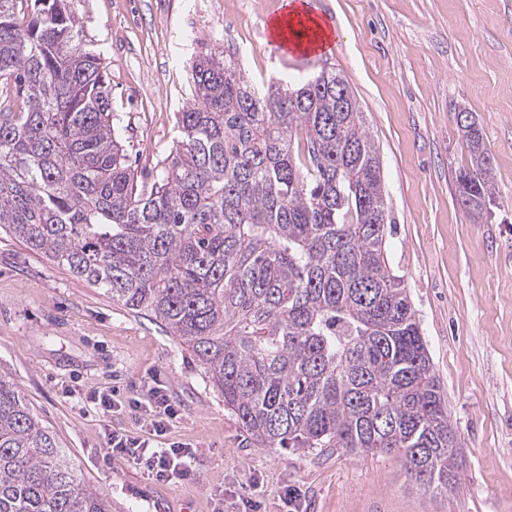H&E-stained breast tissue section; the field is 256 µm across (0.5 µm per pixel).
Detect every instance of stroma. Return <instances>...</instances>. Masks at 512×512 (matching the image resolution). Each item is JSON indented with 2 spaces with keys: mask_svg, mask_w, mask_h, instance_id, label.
I'll return each instance as SVG.
<instances>
[{
  "mask_svg": "<svg viewBox=\"0 0 512 512\" xmlns=\"http://www.w3.org/2000/svg\"><path fill=\"white\" fill-rule=\"evenodd\" d=\"M283 0H68L106 65L112 122L138 178L178 136L199 54L235 56L254 81L340 71L379 149L395 226L387 260L416 311L463 451L459 485L413 488L400 461L340 448L249 445L188 352L148 317L0 231V374L57 437L112 512H512V0H317L338 37L327 63L265 37ZM473 112L492 154L497 206L464 207L468 162L455 110ZM176 411L157 444L188 446L178 482L109 456L146 439L148 392ZM112 399L102 412L97 398Z\"/></svg>",
  "mask_w": 512,
  "mask_h": 512,
  "instance_id": "35a3bbf8",
  "label": "stroma"
}]
</instances>
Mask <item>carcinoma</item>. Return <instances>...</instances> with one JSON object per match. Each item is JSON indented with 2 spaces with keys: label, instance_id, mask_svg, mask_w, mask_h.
I'll return each mask as SVG.
<instances>
[{
  "label": "carcinoma",
  "instance_id": "obj_1",
  "mask_svg": "<svg viewBox=\"0 0 512 512\" xmlns=\"http://www.w3.org/2000/svg\"><path fill=\"white\" fill-rule=\"evenodd\" d=\"M153 182L112 124L99 55L67 0H0V228L186 345L257 448L397 455L458 484L459 441L401 280L378 148L334 70L250 81L224 51ZM458 199L497 201L482 128ZM0 512H111L0 375Z\"/></svg>",
  "mask_w": 512,
  "mask_h": 512
}]
</instances>
